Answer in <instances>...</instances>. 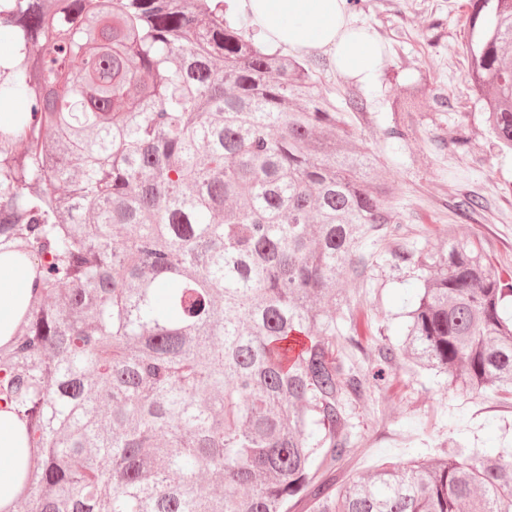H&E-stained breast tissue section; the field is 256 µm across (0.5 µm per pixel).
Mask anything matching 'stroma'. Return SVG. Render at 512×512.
<instances>
[{"label":"stroma","instance_id":"1","mask_svg":"<svg viewBox=\"0 0 512 512\" xmlns=\"http://www.w3.org/2000/svg\"><path fill=\"white\" fill-rule=\"evenodd\" d=\"M469 0H361L356 17L377 37L385 61L375 82L363 86L332 70L326 56L313 57L322 91L344 108L348 95L364 97L367 121L355 122L362 146L379 156L380 174L395 188L393 204L409 229L406 249L414 254L447 248V228L470 240L494 270H512V152L493 144L484 114L466 78L463 57ZM426 86L423 111L415 113L416 134L398 146L382 136L392 122V100L403 82ZM469 137L467 152L452 143L459 131ZM461 193L481 196L484 212L457 214ZM414 264L392 269L377 254L366 282L347 288L360 302L358 334L367 358H375L374 336L398 340L401 313L419 288ZM359 446L346 460L342 478L384 461L437 456L455 440L475 448L512 441V408L497 400L471 398L449 390L446 377L401 361L392 382L373 394L353 418Z\"/></svg>","mask_w":512,"mask_h":512}]
</instances>
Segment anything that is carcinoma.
<instances>
[{
    "label": "carcinoma",
    "mask_w": 512,
    "mask_h": 512,
    "mask_svg": "<svg viewBox=\"0 0 512 512\" xmlns=\"http://www.w3.org/2000/svg\"><path fill=\"white\" fill-rule=\"evenodd\" d=\"M211 0H0V242L37 262L0 348L35 449L25 512H512V449L384 462L336 484L353 410L407 358L512 407V274L448 231L400 344L356 302L404 228L380 160L305 66ZM467 75L512 149V0H469ZM426 87L383 130L402 143ZM485 208L463 194L462 215Z\"/></svg>",
    "instance_id": "obj_1"
}]
</instances>
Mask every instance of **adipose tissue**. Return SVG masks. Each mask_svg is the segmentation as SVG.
Here are the masks:
<instances>
[{"label":"adipose tissue","mask_w":512,"mask_h":512,"mask_svg":"<svg viewBox=\"0 0 512 512\" xmlns=\"http://www.w3.org/2000/svg\"><path fill=\"white\" fill-rule=\"evenodd\" d=\"M267 47L305 57L319 52L331 66L371 84L383 64L378 41L356 27L349 0H229ZM34 265L0 252V345L8 343L33 299ZM30 448L24 424L0 410V512L22 492Z\"/></svg>","instance_id":"1"}]
</instances>
